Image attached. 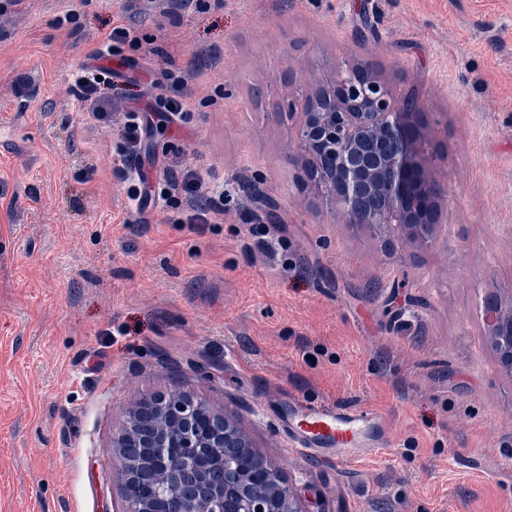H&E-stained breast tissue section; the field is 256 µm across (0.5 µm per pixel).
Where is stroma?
<instances>
[{
    "mask_svg": "<svg viewBox=\"0 0 512 512\" xmlns=\"http://www.w3.org/2000/svg\"><path fill=\"white\" fill-rule=\"evenodd\" d=\"M20 0L0 12V512H125L112 442L146 395L237 421L302 512H512V373L485 343L512 305V0ZM72 13L76 21L58 25ZM156 55L72 94L118 24ZM355 57L401 96L443 195L431 237L375 234L303 187L288 84ZM189 123L147 141L236 192L218 224L132 209L114 130L165 73ZM384 413L387 448L337 465L290 445L287 405ZM110 74L112 72L109 69L95 67L89 63L83 67L74 86L75 97L80 102L82 110H86V114L105 129L112 127V109L109 107L108 99L102 95V87L112 85ZM97 76H100L101 80H97Z\"/></svg>",
    "mask_w": 512,
    "mask_h": 512,
    "instance_id": "1",
    "label": "stroma"
}]
</instances>
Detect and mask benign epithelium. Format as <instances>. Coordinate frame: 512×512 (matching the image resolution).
Masks as SVG:
<instances>
[{"instance_id":"7a95c632","label":"benign epithelium","mask_w":512,"mask_h":512,"mask_svg":"<svg viewBox=\"0 0 512 512\" xmlns=\"http://www.w3.org/2000/svg\"><path fill=\"white\" fill-rule=\"evenodd\" d=\"M355 81L340 82L332 80L336 98L332 102L333 112L326 119L315 122L310 113L303 112L298 128V141L305 147L321 145L336 157V176L345 184H351L362 178L369 169L363 164L350 161V147L358 143L363 136L373 135L389 142L388 196L385 197L382 217L366 219V224H383L385 217L397 218L395 228L412 236L427 237L431 228L428 214L432 198L439 194L440 186L427 182L421 163L409 160V154L417 150L414 132L406 121L407 113L395 105L394 94L390 86L375 84L365 92L364 98L369 105L360 107L362 100L351 93ZM487 333L498 338L502 352L501 364L512 370V307L504 308L492 301L486 305L484 314ZM169 421L173 433L157 444V435L145 430V422L155 416ZM130 437H137L142 446L153 450V454L166 460L168 466L183 476L190 478L199 473L204 459L213 454L215 448H236L240 434L233 423L220 416L200 399L188 391L181 397L168 395L148 396L141 404L132 409L114 440V465L124 488L125 512H152L151 501L155 497H164L168 488L157 486L154 490L142 488L134 481L131 469L135 466L120 454L122 443ZM253 470L255 488L251 497L238 505L236 512H301L298 494L291 489L288 493V508L274 511L268 488L272 481V471L258 459L250 462ZM237 478V467L224 465V483L214 489L194 483L180 488L177 496L181 499L179 512H218L209 506L210 500L217 495V489L233 483Z\"/></svg>"}]
</instances>
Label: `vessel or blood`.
<instances>
[{
  "label": "vessel or blood",
  "mask_w": 512,
  "mask_h": 512,
  "mask_svg": "<svg viewBox=\"0 0 512 512\" xmlns=\"http://www.w3.org/2000/svg\"><path fill=\"white\" fill-rule=\"evenodd\" d=\"M282 422L304 452L341 464L380 452L389 437L385 415L367 407L319 405L289 411Z\"/></svg>",
  "instance_id": "obj_1"
}]
</instances>
